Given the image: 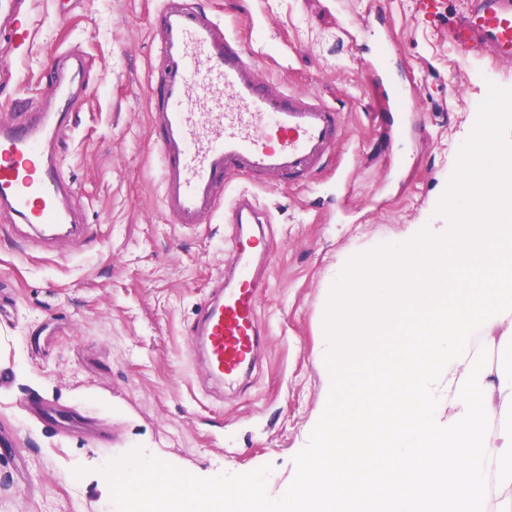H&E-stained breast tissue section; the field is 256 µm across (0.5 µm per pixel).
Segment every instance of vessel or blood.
Segmentation results:
<instances>
[{"mask_svg": "<svg viewBox=\"0 0 512 512\" xmlns=\"http://www.w3.org/2000/svg\"><path fill=\"white\" fill-rule=\"evenodd\" d=\"M242 24L194 0H161L152 17L151 123L164 214L182 225L220 217L233 229L234 269L215 280L191 327L220 381L251 365L263 334L256 269L270 251L257 240L271 216L254 190L305 183L326 166L343 128L333 104L256 70L239 35ZM449 40L512 63V0H465ZM90 72L81 52L54 49L51 78L38 98L14 97L11 119L0 121V222L21 252L95 239L57 155L62 135L80 125L76 80ZM368 73L384 84L393 135L403 138L409 93L386 62Z\"/></svg>", "mask_w": 512, "mask_h": 512, "instance_id": "1", "label": "vessel or blood"}]
</instances>
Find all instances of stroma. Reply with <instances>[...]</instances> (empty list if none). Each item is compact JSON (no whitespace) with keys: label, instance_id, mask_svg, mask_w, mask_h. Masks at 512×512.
Listing matches in <instances>:
<instances>
[{"label":"stroma","instance_id":"obj_1","mask_svg":"<svg viewBox=\"0 0 512 512\" xmlns=\"http://www.w3.org/2000/svg\"><path fill=\"white\" fill-rule=\"evenodd\" d=\"M221 16L253 17L259 70L324 96L345 133L334 161L301 186L257 189L276 237L258 314L266 327L247 378L216 384L189 329L232 261L223 220L185 227L161 207L150 121L151 19L160 0H33V39L17 92L35 94L51 50L77 46L95 76L82 125L60 160L97 235L85 246L19 253L0 227V512H115L107 463L134 450L198 478L270 466L279 498L304 429L325 398L316 362L339 258L391 243L410 224H443L436 203L471 137L490 86L512 87V64L455 49L448 20L463 0H385L374 34L354 47L338 28L370 0H204ZM392 53L411 84V131L375 149L383 91L363 58ZM350 175L348 186L340 172ZM79 408L107 439L64 434L34 400Z\"/></svg>","mask_w":512,"mask_h":512}]
</instances>
